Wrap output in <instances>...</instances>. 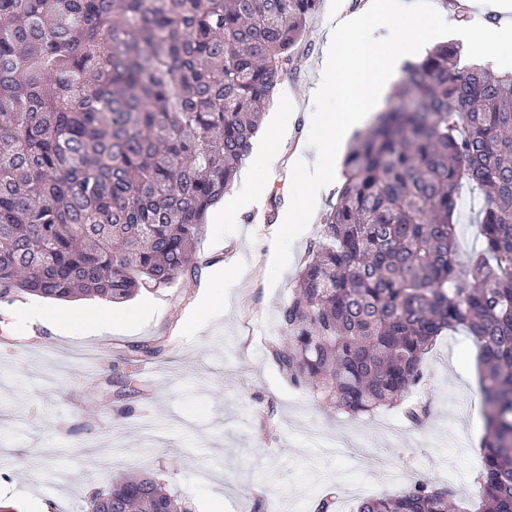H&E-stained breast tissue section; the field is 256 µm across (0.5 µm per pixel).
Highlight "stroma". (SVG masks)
Returning a JSON list of instances; mask_svg holds the SVG:
<instances>
[{
  "label": "stroma",
  "instance_id": "obj_1",
  "mask_svg": "<svg viewBox=\"0 0 512 512\" xmlns=\"http://www.w3.org/2000/svg\"><path fill=\"white\" fill-rule=\"evenodd\" d=\"M359 0H322L306 25L294 67L275 93L287 105L288 136L305 130L309 91L319 79L330 17ZM281 197L262 190L242 219L211 215L200 258L223 263L214 282L182 277L114 304L136 317L120 328L99 320L97 298L48 300L72 332L54 335L19 312L30 298L0 299V512L42 503L50 512H88L92 495L129 473L147 474L191 512H314L338 491L334 512H355L369 496L393 495L419 481L475 498L468 464L485 435L479 388L470 380L476 346L458 332L437 338L425 357L418 396L430 404L415 426L401 409L353 417L322 406L289 385L269 355L281 336L300 260L338 193L329 191L298 241L279 239L256 216L286 213L303 200L290 181ZM223 298L219 313L196 319L205 295ZM142 345L160 352L127 369Z\"/></svg>",
  "mask_w": 512,
  "mask_h": 512
}]
</instances>
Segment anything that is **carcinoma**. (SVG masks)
Masks as SVG:
<instances>
[{
    "label": "carcinoma",
    "instance_id": "carcinoma-1",
    "mask_svg": "<svg viewBox=\"0 0 512 512\" xmlns=\"http://www.w3.org/2000/svg\"><path fill=\"white\" fill-rule=\"evenodd\" d=\"M321 0H0V290L121 303L198 274L230 190ZM439 44L408 62L310 243L271 356L352 416L403 405L435 339L479 346V498L421 482L357 512H512V75ZM483 246L456 255L458 188ZM426 401L406 408L419 424ZM90 512H190L128 475Z\"/></svg>",
    "mask_w": 512,
    "mask_h": 512
}]
</instances>
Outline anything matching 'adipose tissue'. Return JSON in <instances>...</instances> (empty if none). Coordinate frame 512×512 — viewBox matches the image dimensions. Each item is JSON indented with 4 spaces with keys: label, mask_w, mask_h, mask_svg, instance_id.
Masks as SVG:
<instances>
[{
    "label": "adipose tissue",
    "mask_w": 512,
    "mask_h": 512,
    "mask_svg": "<svg viewBox=\"0 0 512 512\" xmlns=\"http://www.w3.org/2000/svg\"><path fill=\"white\" fill-rule=\"evenodd\" d=\"M468 4L473 22L458 26L442 0H366L360 13L338 18L328 30L317 98L339 99L346 109L319 108L309 115L316 139L300 162L311 196H319L335 182L343 142L370 120L403 63L416 58L448 25H455L463 48L484 62L495 60L512 45V0H468ZM476 28L487 31L485 40L473 41Z\"/></svg>",
    "instance_id": "obj_1"
}]
</instances>
